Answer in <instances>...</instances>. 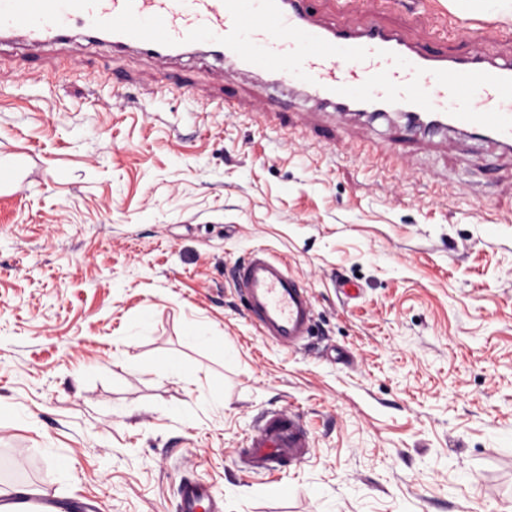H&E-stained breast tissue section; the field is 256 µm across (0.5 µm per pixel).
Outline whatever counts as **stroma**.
I'll return each instance as SVG.
<instances>
[{"mask_svg":"<svg viewBox=\"0 0 512 512\" xmlns=\"http://www.w3.org/2000/svg\"><path fill=\"white\" fill-rule=\"evenodd\" d=\"M311 5L512 56V19L448 0ZM389 148L211 56L1 45L0 162H38L24 192L0 184V493L177 512L196 479L221 512H512V155L409 140L381 165ZM257 245L312 294L299 349L229 278ZM162 361L222 382L223 415ZM267 409L302 415L299 467L240 462ZM47 444L72 464L53 482Z\"/></svg>","mask_w":512,"mask_h":512,"instance_id":"obj_1","label":"stroma"}]
</instances>
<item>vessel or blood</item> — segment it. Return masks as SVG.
I'll return each instance as SVG.
<instances>
[{
    "instance_id": "obj_1",
    "label": "vessel or blood",
    "mask_w": 512,
    "mask_h": 512,
    "mask_svg": "<svg viewBox=\"0 0 512 512\" xmlns=\"http://www.w3.org/2000/svg\"><path fill=\"white\" fill-rule=\"evenodd\" d=\"M113 51L159 60L197 50L237 71L297 90L342 117L392 125L431 139L459 136L512 152V58L451 55L376 22L339 25L305 0H0V44L52 50L74 33ZM245 311L264 339L294 349L310 334L314 306L284 258L252 248L233 270ZM250 471L301 465L311 439L301 416L269 409L243 439ZM178 512H219L208 484L186 481Z\"/></svg>"
}]
</instances>
